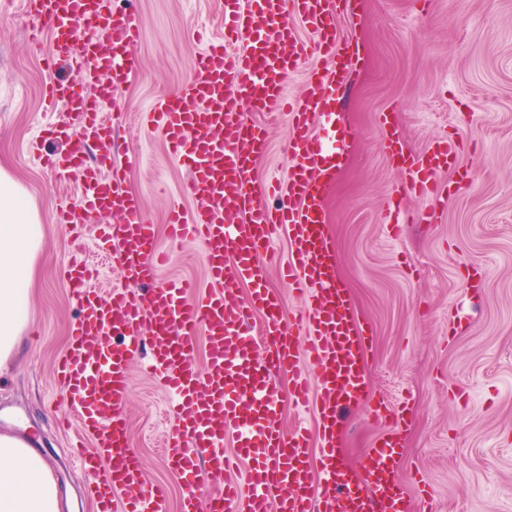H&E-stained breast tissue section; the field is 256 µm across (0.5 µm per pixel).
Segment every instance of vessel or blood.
I'll return each instance as SVG.
<instances>
[{
    "label": "vessel or blood",
    "mask_w": 512,
    "mask_h": 512,
    "mask_svg": "<svg viewBox=\"0 0 512 512\" xmlns=\"http://www.w3.org/2000/svg\"><path fill=\"white\" fill-rule=\"evenodd\" d=\"M29 4L53 36L46 69L64 62L76 73L47 86L49 105L63 106L69 126L81 134L65 157L51 163L80 186L79 197H60L55 221L112 217L100 247L114 254L124 282L105 300L90 285V265L74 261L63 269L80 314L54 375L79 431L94 439L92 448L77 445L71 452L92 478L99 512H168L165 493L149 488L128 440L131 365L148 342V370L170 396L166 464L182 481V512H406L391 480L402 407L365 399L363 338L336 283L322 207L343 159L337 104L361 61L336 28L337 19L353 18L355 0H221L223 35L194 55L178 91L147 113L146 128L159 131L168 154L190 172L182 193L194 208H172L169 235L203 244L209 284L202 292L188 281L160 283L167 253L141 201L125 188L103 119L113 85L136 67L131 48L141 37L139 16L115 12L111 0ZM297 18L309 39L298 34ZM298 72L305 86L292 97L286 89ZM247 103L291 117L288 177L276 186L282 202L274 210L255 196L251 157L264 150L265 140L262 125L243 111ZM383 149L402 174L397 196L436 199V176L457 165L461 146L444 139L414 156L388 128ZM438 218L433 208L409 214L396 199L388 200L383 214L393 229ZM279 227L289 242L283 277L305 301L296 313L284 311L268 286L272 234ZM131 284L138 294H129ZM243 285L249 288L244 296ZM202 335L207 351L200 365L194 353ZM282 374L291 382L284 393L270 382ZM285 401L311 410L314 429H282ZM359 402L370 421L392 427L370 448L362 473L350 477L336 462L338 414ZM228 439L231 454L224 450ZM201 455L208 473L225 477L223 491L204 506L196 493Z\"/></svg>",
    "instance_id": "1"
}]
</instances>
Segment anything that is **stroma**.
<instances>
[{
  "label": "stroma",
  "instance_id": "1",
  "mask_svg": "<svg viewBox=\"0 0 512 512\" xmlns=\"http://www.w3.org/2000/svg\"><path fill=\"white\" fill-rule=\"evenodd\" d=\"M217 0H114L134 9L142 38L138 66L112 90L122 120L112 147L126 161V184L142 202L157 235L166 232L170 203L189 177L167 153L159 133L141 117L186 80L200 33L223 30ZM364 62L339 106L347 132L344 160L325 197V230L334 244L336 280L357 325L366 330L367 395L402 403V452L394 482L408 512H512V0H358L351 22H339ZM48 31L25 0H0V170L14 177L37 209L43 240L36 257L30 322L20 354L0 370V433H12L43 456L68 499L64 512H94L85 474L56 429L69 410L55 386L53 366L68 344L77 314L58 269L73 253L95 266V283L109 295L121 280L95 246L90 218L82 237L53 223L58 193L76 194L64 172L39 163L34 144L68 151L65 135L44 136L64 112L46 111L50 76L43 57ZM388 116L406 152L424 153L436 140L462 144L459 168L440 173L448 201L436 224L403 225L393 238L382 222L398 175L382 149L381 116ZM266 123L268 146L254 157L257 195L278 206L265 188L288 175L289 120ZM161 281L206 285L203 245L171 246ZM151 346L131 367L129 436L148 485L162 489L179 512L182 484L166 466L169 396L146 374ZM384 431L362 406L344 409L339 464L356 473Z\"/></svg>",
  "mask_w": 512,
  "mask_h": 512
}]
</instances>
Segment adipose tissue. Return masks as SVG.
I'll use <instances>...</instances> for the list:
<instances>
[{
    "instance_id": "ef3b65f1",
    "label": "adipose tissue",
    "mask_w": 512,
    "mask_h": 512,
    "mask_svg": "<svg viewBox=\"0 0 512 512\" xmlns=\"http://www.w3.org/2000/svg\"><path fill=\"white\" fill-rule=\"evenodd\" d=\"M43 227L20 185L0 170V368L16 355L29 322L34 260ZM48 464L19 437L0 434V512H62Z\"/></svg>"
}]
</instances>
